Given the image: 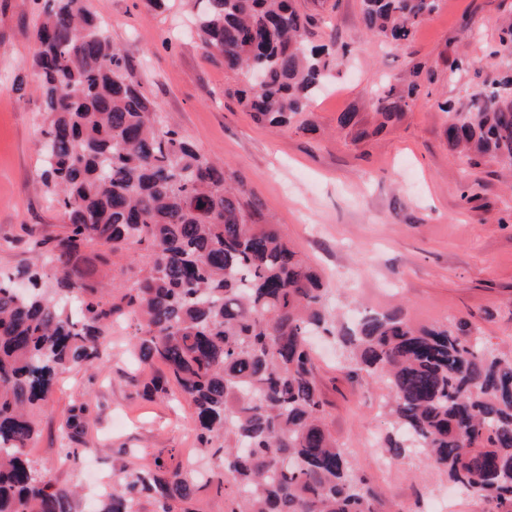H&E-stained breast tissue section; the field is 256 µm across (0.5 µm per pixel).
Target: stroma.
Returning <instances> with one entry per match:
<instances>
[{"label":"stroma","instance_id":"stroma-1","mask_svg":"<svg viewBox=\"0 0 512 512\" xmlns=\"http://www.w3.org/2000/svg\"><path fill=\"white\" fill-rule=\"evenodd\" d=\"M320 18L308 39L328 48L327 90L304 118L309 132L256 122L239 91L240 73L205 50L185 0H87L113 43L132 62L165 124L201 153L223 161L232 181L279 224L319 274L330 307L403 310L417 326L467 318L495 353L512 355V192L493 163L471 165L451 151L443 101L467 102L487 74L512 73V58L490 60L512 0H440L410 42L369 34L361 0H298ZM44 0H0V273L42 263L34 243L60 231L62 214L39 177L43 116L31 66L32 29ZM432 70L398 123L363 140L339 129L343 112H369L375 92L398 90L417 69ZM128 329L112 334L102 370H68L38 414L30 450L62 485L105 484L141 458L192 451L199 470L216 463L195 453L187 402L145 399L133 385ZM312 347L327 424L376 495L394 512H485L459 495L421 454L380 465L373 441L393 433L381 382L352 374L342 349L323 337ZM97 408L78 461L61 463L55 435L61 413L83 394Z\"/></svg>","mask_w":512,"mask_h":512}]
</instances>
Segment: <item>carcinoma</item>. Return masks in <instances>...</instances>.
Listing matches in <instances>:
<instances>
[{
	"mask_svg": "<svg viewBox=\"0 0 512 512\" xmlns=\"http://www.w3.org/2000/svg\"><path fill=\"white\" fill-rule=\"evenodd\" d=\"M198 35L247 82L255 120L287 127L328 76L325 46H310V16L293 0H195ZM438 0H362L366 29L409 42ZM45 114L40 179L63 216L36 241L46 263L0 274V512H77L79 485L60 486L30 458L33 412L53 400L58 375L105 363L112 328H133V380L194 410L201 454L224 460L204 480L193 464L159 457L123 469L92 512H201L212 486L226 512H385L326 423L308 336L341 345L349 363L389 391L395 459L425 455L488 512H512V357L491 350L469 320L417 328L399 311L337 328L319 275L279 225L250 209L224 167L165 126L130 60L82 0H52L33 32ZM418 90L379 99L338 125L357 139L400 120ZM448 147L512 174V75L493 78L453 112ZM135 250L132 287L103 280ZM93 398L68 406L59 456L84 445Z\"/></svg>",
	"mask_w": 512,
	"mask_h": 512,
	"instance_id": "cac0c4a2",
	"label": "carcinoma"
}]
</instances>
